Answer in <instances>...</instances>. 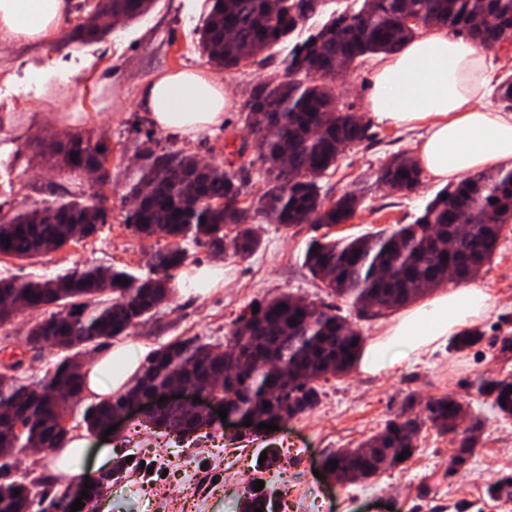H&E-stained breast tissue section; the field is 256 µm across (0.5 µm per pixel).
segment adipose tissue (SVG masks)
<instances>
[{
	"mask_svg": "<svg viewBox=\"0 0 512 512\" xmlns=\"http://www.w3.org/2000/svg\"><path fill=\"white\" fill-rule=\"evenodd\" d=\"M66 0H0V44L45 46L62 31ZM493 63L464 38L441 27L409 39L373 70L368 109L395 127L424 126L418 161L439 181L489 168H512V113L485 106ZM142 99L154 124L192 139L223 123L233 99L205 70H169L144 86ZM492 309L490 296L459 288L417 307L369 345L363 372L377 374L435 349ZM142 349L116 348L83 368L86 390L108 398L125 389L140 366Z\"/></svg>",
	"mask_w": 512,
	"mask_h": 512,
	"instance_id": "1",
	"label": "adipose tissue"
}]
</instances>
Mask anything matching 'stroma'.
Here are the masks:
<instances>
[{"instance_id": "obj_1", "label": "stroma", "mask_w": 512, "mask_h": 512, "mask_svg": "<svg viewBox=\"0 0 512 512\" xmlns=\"http://www.w3.org/2000/svg\"><path fill=\"white\" fill-rule=\"evenodd\" d=\"M207 9L206 0H155L144 18L117 25L111 34L94 41L70 43L62 39L42 49L0 46V62L7 65L0 71V160L14 171L12 184L0 190V212L10 215L20 207L66 195L80 186L86 194L102 195L108 214L106 224L95 234L61 249L30 260L0 255V280L51 277L91 265L147 272L152 253L166 247L169 240L162 236L141 238L127 222L130 203L125 187L133 176L136 152L146 146L159 153H194L218 164L233 160L243 181V206H250L262 194L265 167L245 121L243 104L255 85L283 76L284 50H272L263 63L217 73L234 105L225 112L222 125L196 139L157 128L141 99L142 87L159 72L206 68L193 29ZM49 65L58 70L77 67L85 74L107 67L112 90L103 96L104 107L91 118L77 116L78 97L68 86L55 79L46 89L36 82L35 70ZM373 65V60H366L336 83L342 103L351 106L369 131L366 139L338 158L335 174L320 183L322 197L330 200L348 192L358 195L360 206L355 217L337 227L297 224L286 228L265 214L252 213L250 222L260 244L246 257L216 255L209 247L185 242L187 268L222 265L223 287L205 294L173 290L151 320L137 326L129 336L98 347L97 355L127 343L150 353L189 336L221 345L242 309L280 294H292L318 306L328 303V296L304 265V251L312 239L325 235L355 237L414 221L443 185L426 174L411 191L380 182L381 170L393 156H415L421 132L380 123L369 111ZM56 99L73 113L72 121L30 122L27 105L38 104L49 112ZM52 132L61 136L105 134L109 161L104 180L78 178L61 170L44 148ZM469 285L488 293L494 303L488 316L473 323L483 334L474 346L457 350L448 342L375 375L353 367L347 375L320 380L318 404L280 422L278 430L228 426L223 440L201 444L194 458L224 468L230 483L229 488L207 499L204 512H240L238 486L242 480L253 478L273 488L288 485L291 491L310 486V494L304 497H279L277 512H512V417L499 414L491 399L478 392L482 381L512 376V352L500 351L502 339L512 338V233L500 240L491 263ZM44 316L41 310L24 312L11 325L0 328V350L8 348L22 356L16 376L25 385H38L60 358L56 348L46 345L34 349L26 344L28 327ZM445 393L454 394L463 403L466 415H479L483 422L472 434L474 446L462 465L450 463L461 434H444L427 423L418 435L416 452L399 466L381 469L375 476L356 482L329 474L316 477V470L322 469L331 451L355 447L381 431L407 398H414V411L420 415L429 399ZM94 403V398L81 395L68 414L70 435L87 437L81 473L93 479L107 469L100 461L104 447L100 436L87 433L83 422L84 411ZM111 441L125 456L166 460L172 471L167 495L183 493L181 446L173 437L127 426L113 434ZM273 449L279 452L280 462L261 468L262 452ZM52 463L50 452L32 448L8 458L5 475L11 480H38L41 489L52 496L67 486L65 478L53 475ZM495 483L503 490L493 497L487 488Z\"/></svg>"}]
</instances>
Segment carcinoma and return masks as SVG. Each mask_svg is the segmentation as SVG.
Masks as SVG:
<instances>
[{
	"label": "carcinoma",
	"instance_id": "obj_1",
	"mask_svg": "<svg viewBox=\"0 0 512 512\" xmlns=\"http://www.w3.org/2000/svg\"><path fill=\"white\" fill-rule=\"evenodd\" d=\"M327 0H208L197 23L199 44L207 62L230 70L251 63L261 53L287 42L308 20L324 12ZM153 0H97L68 32L73 41L89 42L105 35L112 22L145 15ZM440 25L454 35L468 33L476 45L492 50L512 42V0H351L334 11L288 52L285 74L253 88L244 103L246 120L257 136L259 157L266 166L268 188L258 201L284 227L343 224L358 207L347 193L329 204L319 182L336 170L338 157L366 137V128L345 109L335 80L354 64L397 50L399 42L421 28ZM352 43L339 63L324 65L338 43ZM104 139L76 134L63 149L66 170L90 172L86 159L108 156ZM139 175L127 192L133 208L128 223L143 238L158 235L203 242L216 252L230 249L247 255L257 246L249 211L239 206L241 184L236 172L194 154L140 152ZM207 170L206 182L193 177ZM393 175L391 187L412 191L421 170L409 157H395L382 170ZM106 223L100 200L84 192L16 211L0 222V254L31 259L94 234ZM512 223V169L466 176L439 191L412 224L355 238L313 240L304 263L329 293L344 298L363 317L407 305L448 282L474 279L494 256L502 233ZM448 224L461 225L451 246L433 250L430 238ZM176 245L154 252L149 273L85 267L48 279L0 283V327L20 311L53 305L57 311L36 322L30 343H45L65 355L38 388L19 385L11 372L17 360L0 368V409L23 418L15 433L0 417V457L16 448H63L66 436H53L56 419L65 417L71 400L84 390L82 358L101 341L127 336L153 316L168 299L173 272L187 261ZM123 282L118 283L116 279ZM258 310H253V306ZM296 322H291V319ZM364 340L346 316L332 308L309 312L303 301L283 294L254 302L236 319L227 348L221 350L195 337L176 339L154 350L124 392L87 408L84 422L92 432L141 390L161 393L173 384L212 383L209 392L233 401L243 418L266 415L284 419L316 404L317 381L350 371ZM503 416H512V379L480 386ZM414 400L384 428L356 448H339L327 460L352 480L368 479L383 466L401 464L417 450L423 420L412 415ZM426 420L444 432H458L462 403L451 394L429 400ZM211 422L187 410L165 409L145 422L149 430L196 440ZM19 494H14V490ZM33 496L23 481L0 483V512H31ZM273 512L272 498L250 490L243 512Z\"/></svg>",
	"mask_w": 512,
	"mask_h": 512
}]
</instances>
